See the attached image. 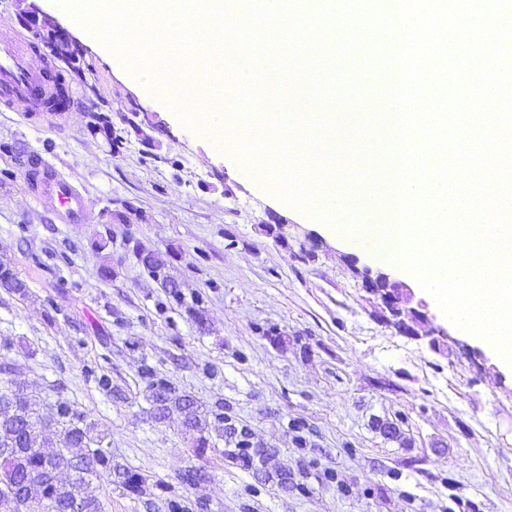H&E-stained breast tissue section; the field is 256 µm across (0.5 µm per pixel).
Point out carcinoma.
Here are the masks:
<instances>
[{
    "mask_svg": "<svg viewBox=\"0 0 512 512\" xmlns=\"http://www.w3.org/2000/svg\"><path fill=\"white\" fill-rule=\"evenodd\" d=\"M0 286L21 296L28 293L26 284L2 266ZM15 370L14 360L0 356V512H28L27 505L33 503L38 512H102L100 499L89 490L94 477L109 483L115 477L125 490L142 493L141 475L112 463L107 434L87 422L71 401L57 398L51 404L54 424L37 425L46 398L10 379ZM142 376L150 380L151 418L160 421L176 410L186 428L200 427L199 405L191 396L156 379L151 367L143 368ZM274 458V451L262 449L254 456L242 454L240 461L244 468L258 470Z\"/></svg>",
    "mask_w": 512,
    "mask_h": 512,
    "instance_id": "1",
    "label": "carcinoma"
}]
</instances>
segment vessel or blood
<instances>
[{
	"label": "vessel or blood",
	"instance_id": "obj_1",
	"mask_svg": "<svg viewBox=\"0 0 512 512\" xmlns=\"http://www.w3.org/2000/svg\"><path fill=\"white\" fill-rule=\"evenodd\" d=\"M60 76L49 68L30 66L20 42L0 37V105H18L29 112H67L74 106L71 97L61 95ZM377 145L370 126H363L359 136L347 147L353 162L363 161ZM26 186L35 199L52 210L62 221L82 219L86 202L79 189L63 178L55 168L39 157L28 163Z\"/></svg>",
	"mask_w": 512,
	"mask_h": 512
}]
</instances>
